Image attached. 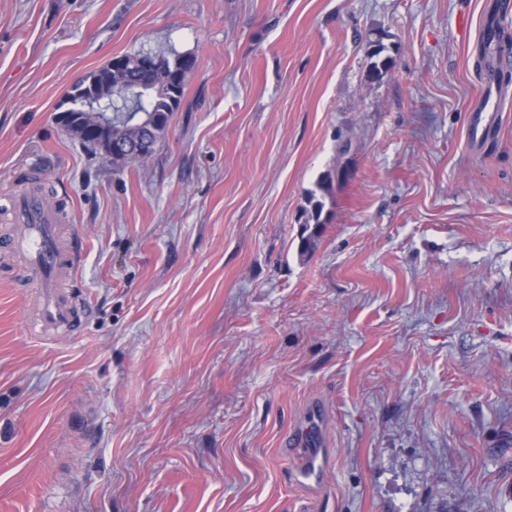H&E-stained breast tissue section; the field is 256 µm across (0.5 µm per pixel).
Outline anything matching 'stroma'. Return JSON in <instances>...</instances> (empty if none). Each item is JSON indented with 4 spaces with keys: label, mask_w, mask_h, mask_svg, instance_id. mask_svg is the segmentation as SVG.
Segmentation results:
<instances>
[{
    "label": "stroma",
    "mask_w": 512,
    "mask_h": 512,
    "mask_svg": "<svg viewBox=\"0 0 512 512\" xmlns=\"http://www.w3.org/2000/svg\"><path fill=\"white\" fill-rule=\"evenodd\" d=\"M496 2L0 0V206L34 187L59 208L90 309L78 335L33 333L0 209V512H512ZM141 51L197 67L154 156L117 173L55 114ZM489 72L500 120L474 144ZM313 409L315 494L283 452ZM308 204L309 209H305L303 215L301 216L304 218L302 224H304L305 232L308 231L311 224H314L315 230L311 231L307 235L304 236V234L301 236V244H300V253L301 254H307L312 251L314 245H315V238H316V229L319 227L323 222L321 221V214L324 208V203L322 200L317 199L315 195L311 194L308 198ZM313 222V223H312Z\"/></svg>",
    "instance_id": "obj_1"
}]
</instances>
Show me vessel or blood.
I'll return each instance as SVG.
<instances>
[{"instance_id": "b4317fda", "label": "vessel or blood", "mask_w": 512, "mask_h": 512, "mask_svg": "<svg viewBox=\"0 0 512 512\" xmlns=\"http://www.w3.org/2000/svg\"><path fill=\"white\" fill-rule=\"evenodd\" d=\"M10 215L18 233L13 240L16 254L40 275L39 323L42 332L76 333L82 320L69 299L60 290L61 276H75L83 261V244L73 241L62 246L56 232L58 216L35 193L16 197L10 204ZM292 443L300 447L301 465L292 473L293 482L310 492H317L326 473V459L317 443L318 430L302 426L292 434Z\"/></svg>"}]
</instances>
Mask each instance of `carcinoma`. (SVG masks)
Wrapping results in <instances>:
<instances>
[{"mask_svg": "<svg viewBox=\"0 0 512 512\" xmlns=\"http://www.w3.org/2000/svg\"><path fill=\"white\" fill-rule=\"evenodd\" d=\"M153 59L156 61V66L145 73V77L154 85V95L147 98L138 97L134 100L121 95V88L132 75V69L144 61L141 52L126 55L124 66L112 70L104 66L85 75L74 84L66 98V103L72 105V108L59 112L57 116L61 129L78 139L84 147L95 146L97 139L88 135V129L94 126L91 113L78 111L73 108V105L83 99L100 98L110 90L114 95L113 120L112 129L106 131V135L132 139L138 135L135 121L141 114L151 113L155 116V121L148 155H153L156 146L165 139L174 113L180 108L187 75L194 70L192 60L195 56L182 54L169 58L155 54ZM308 204L309 209L302 215L304 227L307 229L312 225L318 227L322 224L321 214L324 203L312 194L308 198Z\"/></svg>", "mask_w": 512, "mask_h": 512, "instance_id": "obj_1", "label": "carcinoma"}]
</instances>
